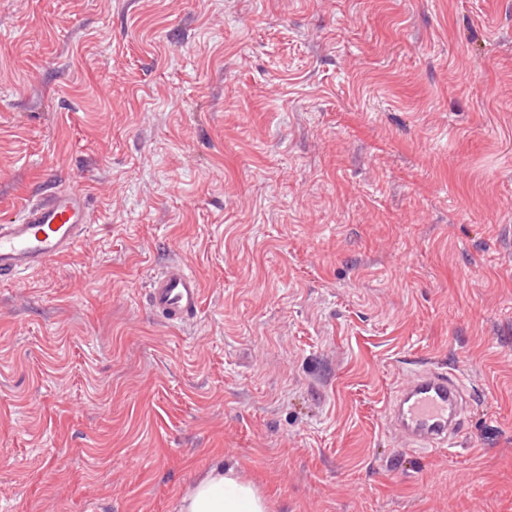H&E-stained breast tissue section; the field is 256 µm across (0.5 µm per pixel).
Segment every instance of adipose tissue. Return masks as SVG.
Instances as JSON below:
<instances>
[{
	"mask_svg": "<svg viewBox=\"0 0 512 512\" xmlns=\"http://www.w3.org/2000/svg\"><path fill=\"white\" fill-rule=\"evenodd\" d=\"M180 512H269V505L235 467L218 465L184 492Z\"/></svg>",
	"mask_w": 512,
	"mask_h": 512,
	"instance_id": "obj_1",
	"label": "adipose tissue"
}]
</instances>
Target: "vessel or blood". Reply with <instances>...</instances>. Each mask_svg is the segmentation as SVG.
I'll use <instances>...</instances> for the list:
<instances>
[{
    "label": "vessel or blood",
    "mask_w": 512,
    "mask_h": 512,
    "mask_svg": "<svg viewBox=\"0 0 512 512\" xmlns=\"http://www.w3.org/2000/svg\"><path fill=\"white\" fill-rule=\"evenodd\" d=\"M91 216L80 192L62 189L26 203L18 220L0 224V280L14 281L70 254L85 237ZM147 304L166 326L182 328L201 312L202 287L194 271L174 261L156 271ZM467 399L462 378L444 367L412 372L385 404L386 426L411 451L427 453L457 444Z\"/></svg>",
    "instance_id": "1"
}]
</instances>
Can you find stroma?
Masks as SVG:
<instances>
[{
	"label": "stroma",
	"mask_w": 512,
	"mask_h": 512,
	"mask_svg": "<svg viewBox=\"0 0 512 512\" xmlns=\"http://www.w3.org/2000/svg\"><path fill=\"white\" fill-rule=\"evenodd\" d=\"M88 194L0 281V512H512V0H0V224ZM173 258L204 288L145 305ZM438 363L452 451L384 404ZM88 201L80 192L61 189L21 207V216L0 224V280H19L70 254L91 226ZM147 304L166 326L184 328L201 312L202 287L183 261H173L156 271L148 283ZM180 512H269L260 490L234 466L210 468L180 500Z\"/></svg>",
	"instance_id": "35a3bbf8"
}]
</instances>
